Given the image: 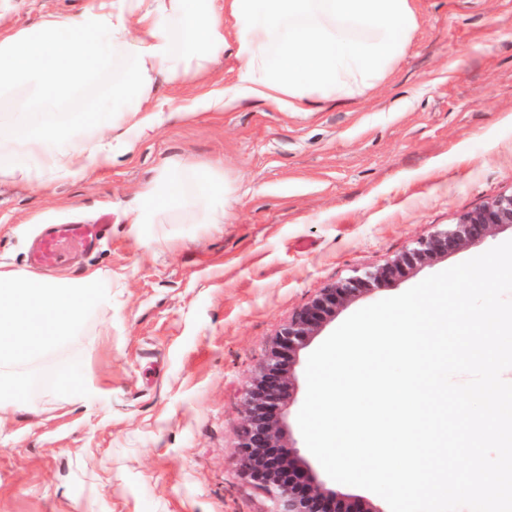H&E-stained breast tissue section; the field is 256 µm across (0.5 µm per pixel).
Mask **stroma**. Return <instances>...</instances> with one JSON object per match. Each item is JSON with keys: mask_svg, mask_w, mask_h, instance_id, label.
<instances>
[{"mask_svg": "<svg viewBox=\"0 0 512 512\" xmlns=\"http://www.w3.org/2000/svg\"><path fill=\"white\" fill-rule=\"evenodd\" d=\"M90 0H11L0 32L74 14ZM419 28L401 58L352 99H311L277 112L259 100L174 120L131 155L83 180L0 177V264L27 271L41 225L104 223L107 242L62 277L112 275V305L41 360L77 359L89 393L38 388L0 416V512H273L233 453L244 393L292 315L324 288L390 266L420 237L512 192V0H412ZM234 50L191 87L157 81L165 110L190 105L235 75ZM111 59L35 124L80 128L86 101L130 73ZM220 165L230 188L220 224L192 207L134 229L129 211L169 162ZM512 240L502 226L405 268L337 308L289 372L281 413L291 440L341 502L377 494L328 479L297 422L314 351L356 311L398 296Z\"/></svg>", "mask_w": 512, "mask_h": 512, "instance_id": "1", "label": "stroma"}]
</instances>
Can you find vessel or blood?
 <instances>
[{
  "label": "vessel or blood",
  "instance_id": "obj_1",
  "mask_svg": "<svg viewBox=\"0 0 512 512\" xmlns=\"http://www.w3.org/2000/svg\"><path fill=\"white\" fill-rule=\"evenodd\" d=\"M103 230L100 224L46 225L29 256V265L34 269L47 270L60 263L66 251H90L99 243Z\"/></svg>",
  "mask_w": 512,
  "mask_h": 512
}]
</instances>
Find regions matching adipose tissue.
Masks as SVG:
<instances>
[{
    "mask_svg": "<svg viewBox=\"0 0 512 512\" xmlns=\"http://www.w3.org/2000/svg\"><path fill=\"white\" fill-rule=\"evenodd\" d=\"M417 29L411 0H95L75 16L46 15L34 29L0 35V94L22 85L53 110L113 54L133 64L134 102L90 103L78 134L57 124L29 128V110L20 107L15 122L26 133L0 144V177L79 178L111 165L168 121L153 104L157 77L172 85L194 80L223 59L226 42L235 44L239 65L232 82L206 96V108L258 99L301 112L315 96L355 98ZM193 175L188 187L166 170L144 185L133 223H153L160 208L188 202L199 223H223L225 182L209 164Z\"/></svg>",
    "mask_w": 512,
    "mask_h": 512,
    "instance_id": "adipose-tissue-1",
    "label": "adipose tissue"
}]
</instances>
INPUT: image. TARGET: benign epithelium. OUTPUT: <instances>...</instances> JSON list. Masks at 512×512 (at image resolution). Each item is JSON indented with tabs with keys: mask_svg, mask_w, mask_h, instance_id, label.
<instances>
[{
	"mask_svg": "<svg viewBox=\"0 0 512 512\" xmlns=\"http://www.w3.org/2000/svg\"><path fill=\"white\" fill-rule=\"evenodd\" d=\"M501 226L512 227V193L463 214L445 229L419 238L395 266L401 269L455 252ZM390 277L388 268L366 270L325 289L297 311L276 338L263 374L245 393L247 411L234 456L246 476L275 498L274 512H374L356 503L340 510L334 493L322 488L312 470L299 464L296 447L284 442L278 410L289 398L290 363L326 318L354 297L376 292Z\"/></svg>",
	"mask_w": 512,
	"mask_h": 512,
	"instance_id": "1",
	"label": "benign epithelium"
}]
</instances>
